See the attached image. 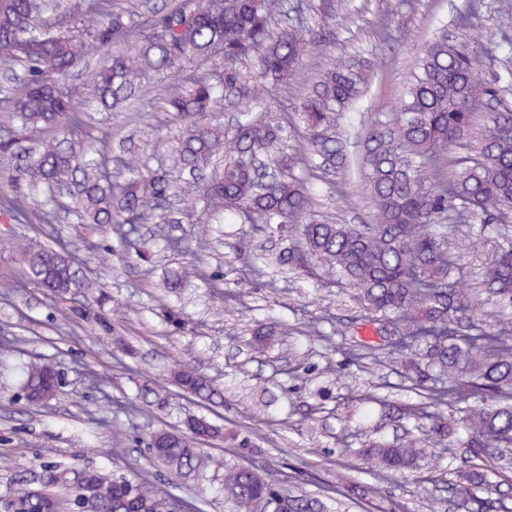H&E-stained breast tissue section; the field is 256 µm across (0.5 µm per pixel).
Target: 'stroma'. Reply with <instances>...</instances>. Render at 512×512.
Here are the masks:
<instances>
[{
    "mask_svg": "<svg viewBox=\"0 0 512 512\" xmlns=\"http://www.w3.org/2000/svg\"><path fill=\"white\" fill-rule=\"evenodd\" d=\"M393 8L394 0H344L334 44L307 48L291 80L296 101L306 83L339 56L358 54L373 62L365 94L339 120L354 161L362 155L365 129L378 115L397 111L407 72L440 33L465 47L483 79L494 80L512 68L505 53H490L502 33L512 34V0H415L403 19L408 37L382 46L376 25ZM156 98L149 90L133 111L91 113L81 133L97 145L150 146L152 166H169L175 143ZM313 187L325 219L373 223L375 208L355 169L323 174ZM339 187L353 196L352 209L340 208ZM243 230L240 224L213 223L199 201L192 222L143 226L151 251L143 261L135 245L113 230L89 232L72 215L65 223L36 229L0 215V337L15 343L12 351H0V495L20 489V476L43 461L110 475L134 464L148 482L168 485L176 501L202 505L203 512H231L222 497H204L202 482L176 477L149 458L153 432L201 414L230 434L208 444L209 455L231 466L256 467L280 491L316 496L331 512H458L451 483L464 462L463 449L429 447L430 464L402 475L376 474L356 454L369 437L405 431L421 437L429 426L425 419L400 424L388 414L389 405L417 400L398 355L356 359L355 339L372 342L377 335L370 325L346 333L357 311L349 293L298 272L271 269L255 276V257L279 253L288 243L258 231L253 255L242 257L236 242ZM203 231L209 234L203 267L207 275H223L224 293L212 294L206 278L191 279L182 290L190 325L175 333L159 315L160 306L174 299L164 278L189 257L167 249L166 241ZM35 238L76 245L77 258L88 260L103 290L122 302V313L107 303L97 310L104 325L77 316L60 324L58 309L75 308V301H56L13 262L15 249ZM313 323L319 336L306 333ZM260 324L275 334L258 349L251 331ZM118 336L132 342L135 357L115 352ZM37 356L60 360L66 383L55 399L29 407L16 392L23 364ZM178 362L223 388V405L205 407L171 387L170 369ZM144 384L167 388L165 406L126 413L128 400ZM117 433L123 438L118 449L113 446Z\"/></svg>",
    "mask_w": 512,
    "mask_h": 512,
    "instance_id": "35a3bbf8",
    "label": "stroma"
}]
</instances>
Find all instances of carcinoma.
<instances>
[{"mask_svg": "<svg viewBox=\"0 0 512 512\" xmlns=\"http://www.w3.org/2000/svg\"><path fill=\"white\" fill-rule=\"evenodd\" d=\"M49 0H0V66L19 65L17 83L0 87L18 129L51 137L32 162L15 168L17 186L39 188L0 196V214L37 226L57 220L59 194L72 201L80 222L114 226L123 238L145 224H165L173 196L234 224L272 233L300 225L301 244L279 252L282 268L345 285L364 311V322L391 336L389 349L407 355L405 367L418 378L420 401L398 415L415 419L444 406L455 419L436 417L429 432L441 444L458 433L471 465L456 472L452 491L469 512H487L499 494L488 479L494 452L512 448V235L488 253L482 281L468 296L459 287L462 261L512 223V106L482 81L459 46L441 34L422 51L411 72L399 112L376 121L365 135L362 172L376 210L362 229L315 218V198L306 185L314 169L348 166L337 135L339 116L363 93L371 62L341 57L309 86L294 118L306 143L288 152V110L256 122L251 114L274 98L288 101L291 77L302 48H323L336 25L339 0H167L138 26L112 0H97L106 18L93 30H71L66 11L54 33L36 19ZM189 59L211 64L159 98L162 112L176 115L179 178L150 168L145 150L129 148L120 182L106 178L109 158L81 135L83 98L62 79L80 66L95 65L93 103L118 112L145 88L181 70ZM252 68L245 76L238 63ZM238 108L231 135L206 120L224 105ZM464 153L448 159V147ZM167 247L194 263L173 270L166 287L205 272L195 244L169 239ZM25 278L58 298L106 300L98 280L71 255L66 243L31 242L14 254ZM497 309L483 318V306ZM172 383L203 404L224 403L223 390L190 368L171 372ZM53 359L35 358L21 371L19 397L29 406L52 400L64 385ZM137 399L160 406L165 396L147 385ZM186 431L161 429L148 442L155 460L177 474L198 476L207 467L224 470L221 487L234 512H254L255 499H273L274 485L248 467L227 466L203 454L201 445L224 438L223 428L204 415L184 420ZM425 443L415 437L366 441L361 455L381 472L420 467ZM40 482L0 496L4 512H174L170 491L138 476H110L85 467L40 465ZM287 512H325L324 503L296 496Z\"/></svg>", "mask_w": 512, "mask_h": 512, "instance_id": "cac0c4a2", "label": "carcinoma"}]
</instances>
